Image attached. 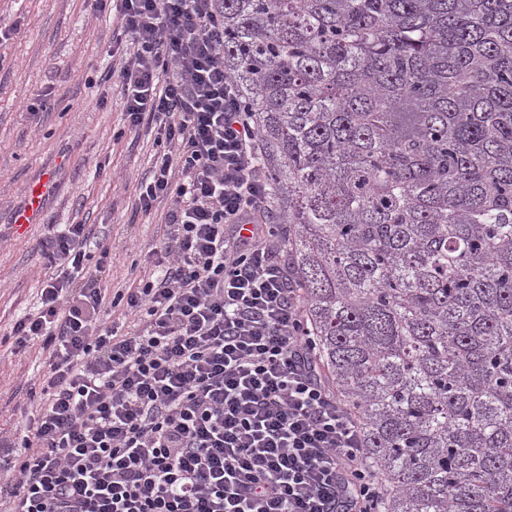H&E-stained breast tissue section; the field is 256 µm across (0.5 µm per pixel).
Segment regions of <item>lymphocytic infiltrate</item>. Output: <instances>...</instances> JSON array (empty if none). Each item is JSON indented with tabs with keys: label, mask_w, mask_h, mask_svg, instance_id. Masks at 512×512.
<instances>
[{
	"label": "lymphocytic infiltrate",
	"mask_w": 512,
	"mask_h": 512,
	"mask_svg": "<svg viewBox=\"0 0 512 512\" xmlns=\"http://www.w3.org/2000/svg\"><path fill=\"white\" fill-rule=\"evenodd\" d=\"M115 15L129 129L156 155L137 207L169 201L154 276L121 320L84 264L82 224L20 345H50L46 401L0 431V512H378L362 427L325 384L273 208L253 113L224 72L218 0H94Z\"/></svg>",
	"instance_id": "1"
}]
</instances>
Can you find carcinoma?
<instances>
[{
  "mask_svg": "<svg viewBox=\"0 0 512 512\" xmlns=\"http://www.w3.org/2000/svg\"><path fill=\"white\" fill-rule=\"evenodd\" d=\"M385 512H512V0H220Z\"/></svg>",
  "mask_w": 512,
  "mask_h": 512,
  "instance_id": "cac0c4a2",
  "label": "carcinoma"
}]
</instances>
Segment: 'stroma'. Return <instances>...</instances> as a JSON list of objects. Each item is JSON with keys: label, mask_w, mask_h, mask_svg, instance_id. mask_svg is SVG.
<instances>
[{"label": "stroma", "mask_w": 512, "mask_h": 512, "mask_svg": "<svg viewBox=\"0 0 512 512\" xmlns=\"http://www.w3.org/2000/svg\"><path fill=\"white\" fill-rule=\"evenodd\" d=\"M16 24L0 42V428L21 426L44 397L49 351L15 350V321L36 306L49 269L39 241L47 225L85 224L110 250L98 277L109 293L135 287L153 265L167 203L137 207L154 134L132 132L108 49L118 20L91 0H0ZM44 184L34 223L15 216Z\"/></svg>", "instance_id": "1"}]
</instances>
